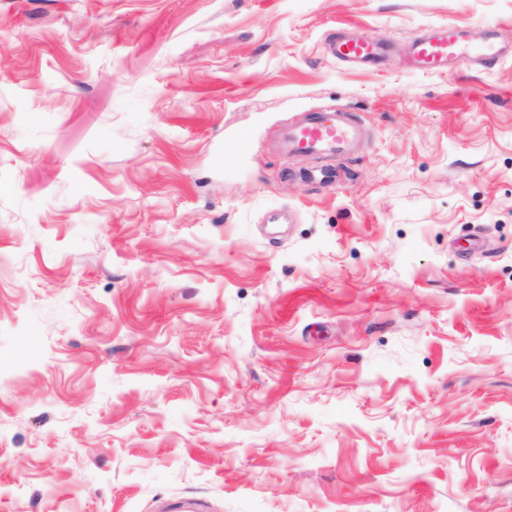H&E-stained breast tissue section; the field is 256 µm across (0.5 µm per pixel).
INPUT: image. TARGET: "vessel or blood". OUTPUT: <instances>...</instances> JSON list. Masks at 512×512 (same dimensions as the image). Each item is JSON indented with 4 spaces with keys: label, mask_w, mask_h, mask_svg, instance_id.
I'll list each match as a JSON object with an SVG mask.
<instances>
[{
    "label": "vessel or blood",
    "mask_w": 512,
    "mask_h": 512,
    "mask_svg": "<svg viewBox=\"0 0 512 512\" xmlns=\"http://www.w3.org/2000/svg\"><path fill=\"white\" fill-rule=\"evenodd\" d=\"M389 48L388 41L347 31L336 32L325 41V51L331 58L359 69L383 67ZM505 52L496 33H489L477 44L467 30L454 24L428 28L407 44L411 66L429 73L451 72L464 61L490 66ZM363 134L364 129L354 115L328 107L282 127L275 137L274 149L289 157H347L355 153Z\"/></svg>",
    "instance_id": "b4317fda"
}]
</instances>
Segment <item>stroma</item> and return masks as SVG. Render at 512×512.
I'll return each mask as SVG.
<instances>
[{"instance_id": "stroma-1", "label": "stroma", "mask_w": 512, "mask_h": 512, "mask_svg": "<svg viewBox=\"0 0 512 512\" xmlns=\"http://www.w3.org/2000/svg\"><path fill=\"white\" fill-rule=\"evenodd\" d=\"M448 22L512 44V0H0V512H512V57L323 52ZM326 105L336 185L268 143ZM390 44L352 32L337 31L325 41L326 53L336 61L359 69L384 66Z\"/></svg>"}]
</instances>
